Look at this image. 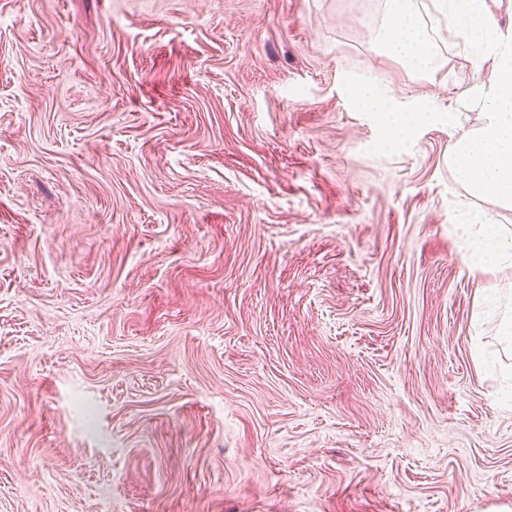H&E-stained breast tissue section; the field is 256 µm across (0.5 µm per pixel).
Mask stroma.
<instances>
[{
	"instance_id": "35a3bbf8",
	"label": "stroma",
	"mask_w": 512,
	"mask_h": 512,
	"mask_svg": "<svg viewBox=\"0 0 512 512\" xmlns=\"http://www.w3.org/2000/svg\"><path fill=\"white\" fill-rule=\"evenodd\" d=\"M419 9L426 76L383 0H0V512H512V210L342 89L471 127ZM418 0H385L384 23L379 31L386 53L411 72L426 74L439 67V56ZM464 224H469L468 246L463 262L470 269L489 271L502 264H512V236L501 232L493 216L484 212H463Z\"/></svg>"
}]
</instances>
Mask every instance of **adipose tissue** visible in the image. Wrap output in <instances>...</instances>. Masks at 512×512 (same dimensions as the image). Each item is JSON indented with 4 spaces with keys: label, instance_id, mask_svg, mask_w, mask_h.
<instances>
[{
    "label": "adipose tissue",
    "instance_id": "adipose-tissue-1",
    "mask_svg": "<svg viewBox=\"0 0 512 512\" xmlns=\"http://www.w3.org/2000/svg\"><path fill=\"white\" fill-rule=\"evenodd\" d=\"M386 53L411 72L426 74L439 66V56L423 21L418 0H384V22L379 31ZM466 266L489 271L512 264V236L503 234L493 217L484 212H465Z\"/></svg>",
    "mask_w": 512,
    "mask_h": 512
}]
</instances>
